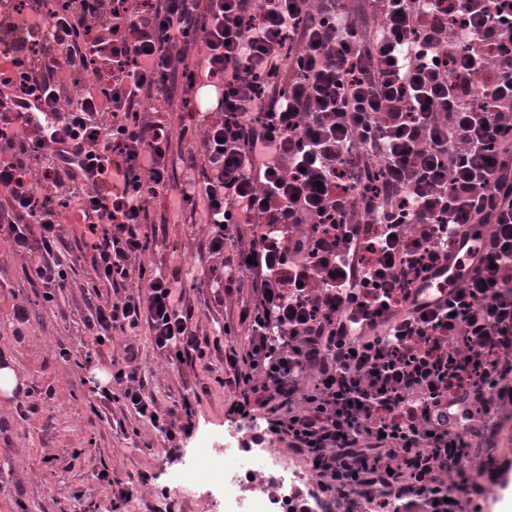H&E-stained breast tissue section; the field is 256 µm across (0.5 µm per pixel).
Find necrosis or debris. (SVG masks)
<instances>
[{
	"label": "necrosis or debris",
	"instance_id": "necrosis-or-debris-1",
	"mask_svg": "<svg viewBox=\"0 0 512 512\" xmlns=\"http://www.w3.org/2000/svg\"><path fill=\"white\" fill-rule=\"evenodd\" d=\"M252 435L245 425L217 447L197 453L170 477L169 488L184 492L207 482L221 487L224 512H288L291 490L307 477L270 445L253 447Z\"/></svg>",
	"mask_w": 512,
	"mask_h": 512
}]
</instances>
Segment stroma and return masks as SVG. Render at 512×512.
I'll use <instances>...</instances> for the list:
<instances>
[{
	"mask_svg": "<svg viewBox=\"0 0 512 512\" xmlns=\"http://www.w3.org/2000/svg\"><path fill=\"white\" fill-rule=\"evenodd\" d=\"M152 244L142 258L148 270H182L177 288L185 304L195 309L194 323L206 340L204 358L176 361L174 353L154 349L148 331L134 342L140 349L138 375L163 408H179L183 397L200 395L191 418L193 427L176 453L150 424L123 417L120 403L96 407L83 365L105 370L121 357L126 336L115 334L111 344H95L83 320L88 307L79 288L91 276L89 254L79 253L71 231L63 237L77 262L57 305L43 299V287L31 283L25 269L28 257L0 239V350L33 393L34 406L18 415L14 399L0 398V419L9 431L0 433V512H222L220 491L198 486L187 494L163 498L166 474L178 470L201 449L243 422L235 410L239 397L230 384L225 355L244 351L251 337L241 310L253 304V274L246 268L226 271L224 259L209 253L215 234L211 224H147L142 228ZM27 306L30 320L16 327L14 308ZM68 348L70 361L59 356ZM109 467L125 501H114L98 489L94 469Z\"/></svg>",
	"mask_w": 512,
	"mask_h": 512,
	"instance_id": "obj_1",
	"label": "stroma"
}]
</instances>
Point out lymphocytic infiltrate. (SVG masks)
<instances>
[{
    "mask_svg": "<svg viewBox=\"0 0 512 512\" xmlns=\"http://www.w3.org/2000/svg\"><path fill=\"white\" fill-rule=\"evenodd\" d=\"M0 58V238L33 256L45 301L68 278L70 207L87 331L144 327L190 355L181 269L141 261L153 202L266 226L240 244L260 293L226 357L269 415L254 441L285 442L319 487L357 481L377 512H448L449 449L477 415L493 447L512 408V0H0ZM470 228L474 276L417 304ZM272 315L302 345L272 348ZM138 360L127 344L94 397L176 442L188 427Z\"/></svg>",
    "mask_w": 512,
    "mask_h": 512,
    "instance_id": "obj_1",
    "label": "lymphocytic infiltrate"
}]
</instances>
